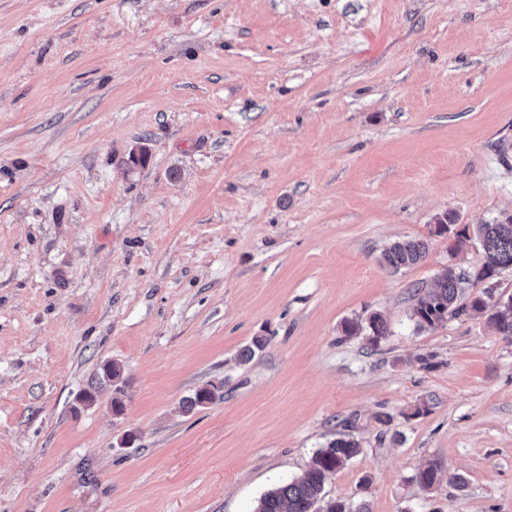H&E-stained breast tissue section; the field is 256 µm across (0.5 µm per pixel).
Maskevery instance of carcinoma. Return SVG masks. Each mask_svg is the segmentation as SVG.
Returning <instances> with one entry per match:
<instances>
[{
  "instance_id": "obj_1",
  "label": "carcinoma",
  "mask_w": 512,
  "mask_h": 512,
  "mask_svg": "<svg viewBox=\"0 0 512 512\" xmlns=\"http://www.w3.org/2000/svg\"><path fill=\"white\" fill-rule=\"evenodd\" d=\"M455 224L454 213H443L436 218V233L452 234L455 247L459 248L470 241V236L468 229L458 230ZM475 235L486 255V261L476 272L475 278L491 281L500 271L508 268L507 262H512V215L476 225ZM428 251L429 243L423 239L401 240L392 243L385 250L383 259L389 268L397 271L423 261ZM468 281V273L450 268L434 285L415 289L413 315L416 327L430 329L450 317L484 312V301L478 297L467 304L460 303ZM489 321L499 335L512 339V297L497 303L489 315ZM366 329L370 331L373 342L379 341L387 333L386 324L378 315L370 316L365 326L359 321H349L343 326V331L348 336L357 335ZM121 374L118 364L111 361L103 363L89 389L82 393V401L87 405L93 404L99 389L112 385L121 378ZM219 397L220 387L208 384L183 399L182 408L190 412ZM358 453L359 444L353 439L338 438L330 442L316 451L301 476L265 493L259 499L256 512H347L342 501L330 500L320 509L316 505L323 501L327 476L343 467ZM438 470L439 465L431 463L417 471L415 480L421 487L430 488L436 482Z\"/></svg>"
}]
</instances>
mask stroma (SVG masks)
<instances>
[{"mask_svg":"<svg viewBox=\"0 0 512 512\" xmlns=\"http://www.w3.org/2000/svg\"><path fill=\"white\" fill-rule=\"evenodd\" d=\"M445 212L512 213V0H0V512H255L344 435L326 498L512 512V340L411 313ZM429 251V243L423 239L401 240L392 243L384 252L385 264L395 271L423 261ZM369 329L372 342H378L382 337L386 336L387 327L382 318L378 315H371L367 320V325L363 326L359 321H349L343 326V331L348 336H353ZM121 374L122 370L118 364L111 361L103 363L95 380L89 385V389L82 393V401L86 405H92L99 389L103 386H112V383L121 378ZM224 389L223 386L218 387L213 384H208L197 389L192 396H188L182 401V408L186 412L194 410L196 407H201L205 404L211 403L217 398H223V394H219L220 390Z\"/></svg>","mask_w":512,"mask_h":512,"instance_id":"35a3bbf8","label":"stroma"}]
</instances>
